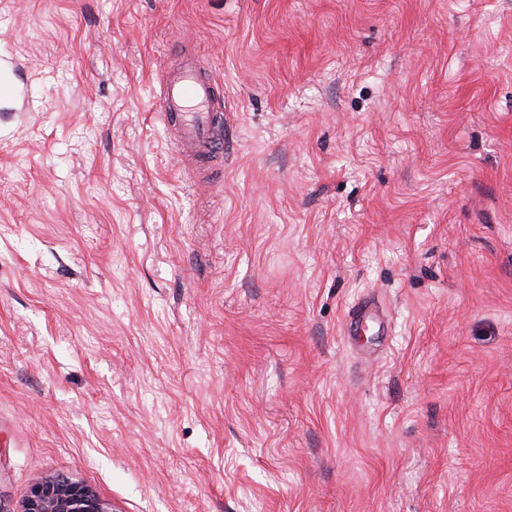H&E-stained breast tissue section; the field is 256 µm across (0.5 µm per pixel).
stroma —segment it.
Here are the masks:
<instances>
[{"label":"stroma","mask_w":512,"mask_h":512,"mask_svg":"<svg viewBox=\"0 0 512 512\" xmlns=\"http://www.w3.org/2000/svg\"><path fill=\"white\" fill-rule=\"evenodd\" d=\"M0 70V512H512V0H0ZM159 109L175 130L176 152L210 179L224 155V96L196 54L184 52L166 68ZM109 502L91 488L65 475L33 479L16 512H112Z\"/></svg>","instance_id":"1"}]
</instances>
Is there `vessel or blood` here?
Wrapping results in <instances>:
<instances>
[{"instance_id": "obj_1", "label": "vessel or blood", "mask_w": 512, "mask_h": 512, "mask_svg": "<svg viewBox=\"0 0 512 512\" xmlns=\"http://www.w3.org/2000/svg\"><path fill=\"white\" fill-rule=\"evenodd\" d=\"M159 109L173 127L177 153L204 177L224 155V96L196 54L182 53L164 71Z\"/></svg>"}]
</instances>
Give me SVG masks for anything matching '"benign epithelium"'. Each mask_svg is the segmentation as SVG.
Instances as JSON below:
<instances>
[{
  "label": "benign epithelium",
  "mask_w": 512,
  "mask_h": 512,
  "mask_svg": "<svg viewBox=\"0 0 512 512\" xmlns=\"http://www.w3.org/2000/svg\"><path fill=\"white\" fill-rule=\"evenodd\" d=\"M17 512H112V506L80 481L44 475L33 479Z\"/></svg>",
  "instance_id": "benign-epithelium-1"
}]
</instances>
